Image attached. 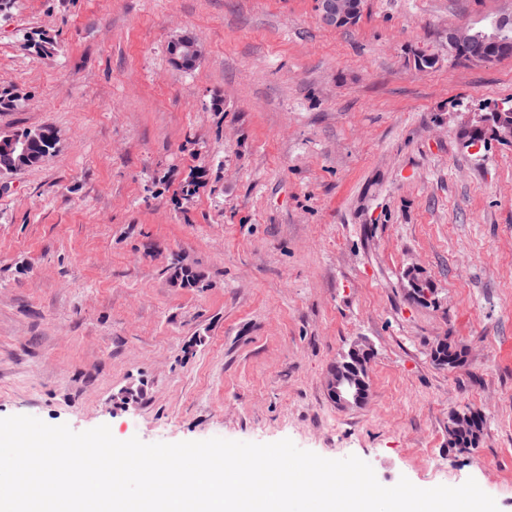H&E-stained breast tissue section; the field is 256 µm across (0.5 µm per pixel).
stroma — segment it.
<instances>
[{
  "instance_id": "35a3bbf8",
  "label": "stroma",
  "mask_w": 512,
  "mask_h": 512,
  "mask_svg": "<svg viewBox=\"0 0 512 512\" xmlns=\"http://www.w3.org/2000/svg\"><path fill=\"white\" fill-rule=\"evenodd\" d=\"M510 11L364 0L337 30L317 0H15L0 88L24 100L0 130L60 141L0 176V418L287 438L384 486L471 478L512 512V144L463 148L454 116L512 99V57L448 58L449 28ZM185 33L192 71L168 54ZM443 337L464 366L434 363ZM359 338L369 396L341 407L326 379ZM476 408L484 434L458 453L448 418Z\"/></svg>"
}]
</instances>
